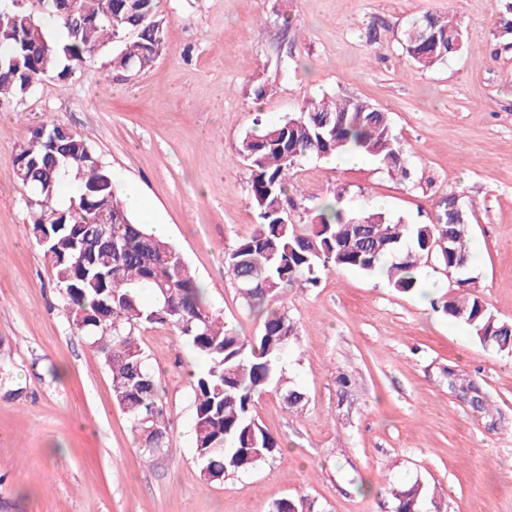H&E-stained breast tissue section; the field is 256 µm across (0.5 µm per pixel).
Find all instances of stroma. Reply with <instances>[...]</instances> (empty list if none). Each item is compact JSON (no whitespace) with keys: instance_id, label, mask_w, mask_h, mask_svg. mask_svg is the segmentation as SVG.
<instances>
[{"instance_id":"obj_1","label":"stroma","mask_w":512,"mask_h":512,"mask_svg":"<svg viewBox=\"0 0 512 512\" xmlns=\"http://www.w3.org/2000/svg\"><path fill=\"white\" fill-rule=\"evenodd\" d=\"M159 10L167 28L153 69L117 73L101 55L0 107V512H271L282 499L395 512L392 489L417 481L443 512H512V352L433 308L453 289L443 266L423 265L410 295L336 268L317 287L286 290L298 327L286 374L307 404L291 412L279 394L258 397L280 453L210 483L194 455L195 353L169 327L139 333L169 421V452L145 458L108 370L72 324L16 177L32 127L49 117L71 128L119 190H138L168 225L212 310L255 336L261 320L224 268L225 248L257 222L238 142L310 100H363L389 113L410 179L370 158L304 160L290 221L306 223L339 191L344 209L380 202L427 223L456 195L470 208L468 274L512 322V35L496 29L495 0H159ZM427 13L462 18L464 46L421 71L402 44Z\"/></svg>"}]
</instances>
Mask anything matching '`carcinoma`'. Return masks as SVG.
<instances>
[{
    "label": "carcinoma",
    "instance_id": "1",
    "mask_svg": "<svg viewBox=\"0 0 512 512\" xmlns=\"http://www.w3.org/2000/svg\"><path fill=\"white\" fill-rule=\"evenodd\" d=\"M79 22L49 2L38 14L22 0L0 8V105L47 81H65L87 61L112 50L115 71L138 74L153 67L163 46L165 21L158 0H79ZM500 26L512 34V0L498 5ZM426 30L429 42L416 38ZM463 26L457 18L427 14L406 33L404 49L418 69H430L460 53ZM59 123L44 120L17 154V177L30 191L33 234L55 273L56 287L73 325L100 355L112 392L152 458L168 449L169 423L157 381L136 335L145 324L170 327L208 362L192 384L194 450L208 482L246 473L281 451L278 439L254 414L255 398L282 393L290 409L305 406V393L290 383L276 359L298 341L296 323L279 305L285 290L318 282L321 269L347 268L381 277L401 294L421 289V265L436 260L432 243L444 231L465 262L459 294L441 299L449 318L466 325L480 343L512 352V325L498 320L466 276L472 253L469 214L438 205L435 220L408 224L380 209L345 211L340 195L313 209L305 224L288 221L285 202L295 164L305 158L360 153L387 171L410 177V164L387 113L362 101L311 100L299 114L242 137L238 151L250 172L251 202L258 223L224 251V266L250 310L262 319L247 337L208 305L180 250L139 224L119 198L112 170L93 146L72 131L54 143ZM76 180L82 193L66 207L55 204L60 188ZM105 213L112 219V252L91 254L84 226ZM139 282L152 294L148 305L126 285ZM148 418L146 423L141 419ZM396 512H423L428 493L418 482L394 493Z\"/></svg>",
    "mask_w": 512,
    "mask_h": 512
}]
</instances>
